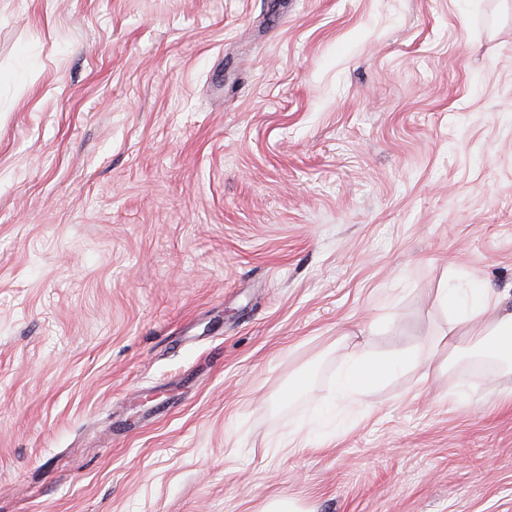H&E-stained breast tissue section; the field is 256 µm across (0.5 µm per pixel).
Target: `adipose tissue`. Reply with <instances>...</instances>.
Returning a JSON list of instances; mask_svg holds the SVG:
<instances>
[{"label": "adipose tissue", "instance_id": "adipose-tissue-1", "mask_svg": "<svg viewBox=\"0 0 512 512\" xmlns=\"http://www.w3.org/2000/svg\"><path fill=\"white\" fill-rule=\"evenodd\" d=\"M438 299L451 312L448 333L458 339L454 352L478 350L496 358L501 370L512 371V311H503L499 294L474 283L464 289L441 288ZM419 367L432 369L433 362L416 349L389 356L348 354L336 373L334 398L337 404L364 405L371 392L392 374Z\"/></svg>", "mask_w": 512, "mask_h": 512}]
</instances>
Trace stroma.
<instances>
[{"mask_svg":"<svg viewBox=\"0 0 512 512\" xmlns=\"http://www.w3.org/2000/svg\"><path fill=\"white\" fill-rule=\"evenodd\" d=\"M475 281L512 308V0H0V512H512ZM442 307L451 312L448 336H458V342L448 354L453 358L461 351L481 350L496 358L500 369L512 371V311L501 312L503 298L491 289L477 283L469 288H438ZM499 312L491 321L485 316ZM432 369L430 357L423 358L418 349L401 350L389 356L368 352L348 354L336 373L334 399L338 404L362 406L371 392L401 369Z\"/></svg>","mask_w":512,"mask_h":512,"instance_id":"1","label":"stroma"}]
</instances>
